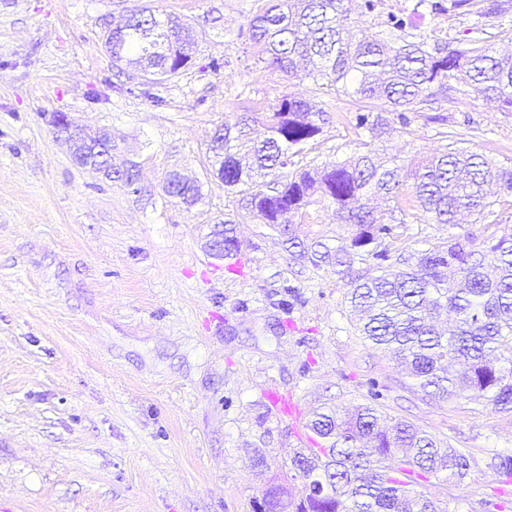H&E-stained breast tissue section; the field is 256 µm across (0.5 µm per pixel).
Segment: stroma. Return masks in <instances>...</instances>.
<instances>
[{"instance_id": "stroma-1", "label": "stroma", "mask_w": 512, "mask_h": 512, "mask_svg": "<svg viewBox=\"0 0 512 512\" xmlns=\"http://www.w3.org/2000/svg\"><path fill=\"white\" fill-rule=\"evenodd\" d=\"M261 4L0 0V512H253L270 483L287 485L311 412L368 402L373 390L385 418L474 456L463 484L424 487L449 512H485L500 494L488 463L512 456V414L426 397L360 336L346 282L292 260L270 226L237 225L240 275L206 247L236 208L210 173L209 137L243 112L285 95L325 110L300 169L367 144L409 169L448 143L447 125L426 112L390 133L354 131L358 100L258 62L242 32ZM143 6L181 17L197 37L186 71L146 95L104 44L107 27ZM483 6L465 0L423 27L512 51L484 25ZM61 112L111 132L117 159L141 166V194L73 163L51 124ZM440 113L471 118L461 147L512 166V114L461 79ZM175 171L197 177L200 202L165 196ZM497 212L496 225L407 215L397 246L417 256L453 239L488 242L512 229V198ZM297 229L307 244L352 235L326 202Z\"/></svg>"}]
</instances>
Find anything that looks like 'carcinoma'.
Returning a JSON list of instances; mask_svg holds the SVG:
<instances>
[{"mask_svg":"<svg viewBox=\"0 0 512 512\" xmlns=\"http://www.w3.org/2000/svg\"><path fill=\"white\" fill-rule=\"evenodd\" d=\"M345 0H267L242 36L258 48V60L290 77H304L365 103L355 128L374 131L410 123L409 112L432 110L447 98L452 80L463 74L474 90L512 112V56H498L478 40L451 45L419 28L410 14L390 12L384 29L357 33L347 23ZM195 43L184 21L142 7L112 29V61L138 66L140 85L167 82L185 71ZM329 121L316 104L284 96L269 112H243L224 123V189L238 197L240 210L224 219L217 241L224 257L239 251L234 225L250 217L274 224L297 249L296 258L319 256L351 286L349 302L362 314L359 331L389 352L398 366L434 399L484 400L497 412L512 413V234L478 246L454 240L447 248L414 257L400 252L394 268L366 279L357 264L388 260L383 240L394 228L378 220L364 202L368 193L394 203L405 213L403 197L436 224H453L467 213L486 218L497 200L486 186L512 196V167L485 155L447 144L418 164L405 192L398 165L372 151L330 169L308 168L288 174L294 156ZM260 123L268 136L257 142L251 126ZM112 142L92 140L84 163L106 165ZM112 181L140 191V166L129 162L112 170ZM323 199L343 224L354 227L348 243L309 251L293 218ZM454 315L453 327L438 330L440 311ZM313 447L290 460L288 474L299 483L295 493L278 486L265 490L269 512H448L420 491L431 482H463L470 454L443 446L413 424L392 425L372 404L334 405L306 423Z\"/></svg>","mask_w":512,"mask_h":512,"instance_id":"obj_1","label":"carcinoma"}]
</instances>
